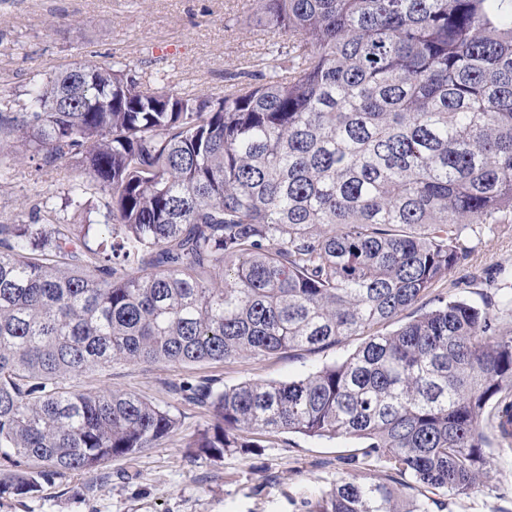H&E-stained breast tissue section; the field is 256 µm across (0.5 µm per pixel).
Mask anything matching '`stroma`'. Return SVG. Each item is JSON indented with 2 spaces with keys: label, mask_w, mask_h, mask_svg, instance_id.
Segmentation results:
<instances>
[{
  "label": "stroma",
  "mask_w": 512,
  "mask_h": 512,
  "mask_svg": "<svg viewBox=\"0 0 512 512\" xmlns=\"http://www.w3.org/2000/svg\"><path fill=\"white\" fill-rule=\"evenodd\" d=\"M258 0H0V97H15L34 80L76 64L121 62L152 90L199 94L223 87L228 74L268 57L273 40L253 27ZM76 164L43 167L12 147L0 151V223L69 224L80 192ZM469 253L433 292L487 309L501 334L512 335V216L473 224ZM363 342L351 336L317 351L278 357L241 356L202 365L114 364L74 379L85 392L129 390L170 410L180 426L136 462L107 466L45 484L41 492L0 498V512H304L305 501L348 477L341 463L349 442L277 433L260 454L212 461L187 448L210 421L178 386L199 382L222 390L246 381H288L345 359ZM495 470L468 493L449 496L445 512H512V450L488 435Z\"/></svg>",
  "instance_id": "obj_1"
}]
</instances>
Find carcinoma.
Returning a JSON list of instances; mask_svg holds the SVG:
<instances>
[{
    "mask_svg": "<svg viewBox=\"0 0 512 512\" xmlns=\"http://www.w3.org/2000/svg\"><path fill=\"white\" fill-rule=\"evenodd\" d=\"M263 82L152 91L79 64L1 99L0 144L73 159L108 196L112 241L0 224V497L135 461L178 417L83 392L111 364H203L365 341L286 382L183 385L221 460L258 436L351 439L355 471L306 512H430L512 444V336L464 300L379 332L468 252L467 224L512 214V0H262ZM409 479L406 497L368 478Z\"/></svg>",
    "mask_w": 512,
    "mask_h": 512,
    "instance_id": "obj_1",
    "label": "carcinoma"
}]
</instances>
